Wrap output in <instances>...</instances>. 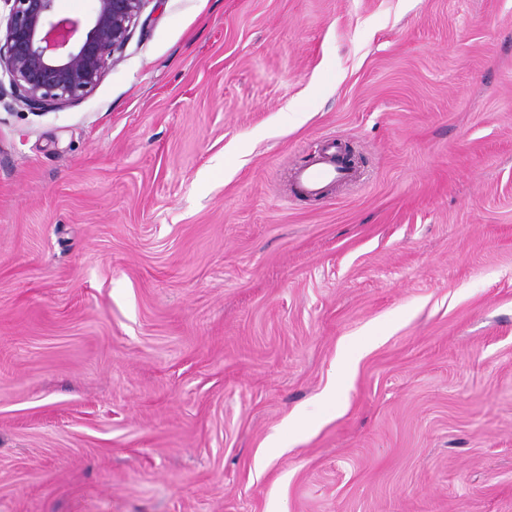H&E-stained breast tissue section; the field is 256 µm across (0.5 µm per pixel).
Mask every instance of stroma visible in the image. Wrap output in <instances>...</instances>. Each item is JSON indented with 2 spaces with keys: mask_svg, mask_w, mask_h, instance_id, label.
I'll use <instances>...</instances> for the list:
<instances>
[{
  "mask_svg": "<svg viewBox=\"0 0 512 512\" xmlns=\"http://www.w3.org/2000/svg\"><path fill=\"white\" fill-rule=\"evenodd\" d=\"M0 512H512V0H149L0 98ZM295 183L308 194H318L329 183H344L350 175L338 165L319 158L313 163L298 167L293 173Z\"/></svg>",
  "mask_w": 512,
  "mask_h": 512,
  "instance_id": "35a3bbf8",
  "label": "stroma"
}]
</instances>
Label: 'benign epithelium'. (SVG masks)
<instances>
[{
  "label": "benign epithelium",
  "mask_w": 512,
  "mask_h": 512,
  "mask_svg": "<svg viewBox=\"0 0 512 512\" xmlns=\"http://www.w3.org/2000/svg\"><path fill=\"white\" fill-rule=\"evenodd\" d=\"M0 76L10 96L32 110L84 98L118 60L148 0H96L83 22L54 15L55 0H3Z\"/></svg>",
  "instance_id": "benign-epithelium-1"
}]
</instances>
